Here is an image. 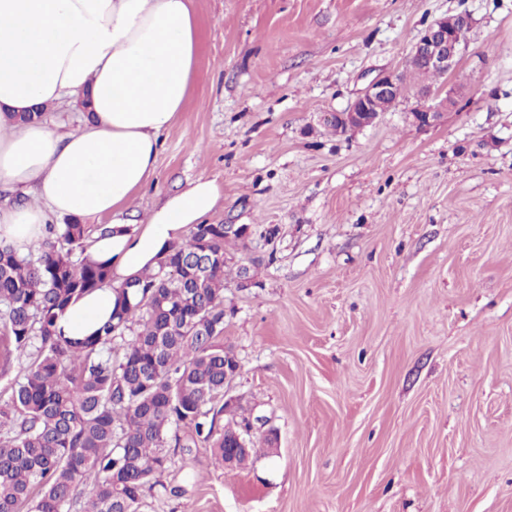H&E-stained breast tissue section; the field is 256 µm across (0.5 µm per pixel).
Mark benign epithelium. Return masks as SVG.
<instances>
[{"instance_id":"benign-epithelium-1","label":"benign epithelium","mask_w":512,"mask_h":512,"mask_svg":"<svg viewBox=\"0 0 512 512\" xmlns=\"http://www.w3.org/2000/svg\"><path fill=\"white\" fill-rule=\"evenodd\" d=\"M472 17L467 12L443 15L433 20L418 35L408 54L407 62L422 65L440 75L448 74L462 53L461 44L455 39V28L469 25ZM403 91L402 78L388 73L373 80L364 92L345 111L331 112L325 122L336 126L338 130L354 132L373 124L382 113L385 101L398 98ZM453 104L445 98L438 105H420L411 112L413 121L420 126H430L444 117V109ZM224 391H229L239 372V361L234 352L224 348ZM253 426L243 428L240 432L231 431L224 436L225 467L234 468L239 460L249 461L248 439Z\"/></svg>"}]
</instances>
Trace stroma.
I'll return each instance as SVG.
<instances>
[{"mask_svg":"<svg viewBox=\"0 0 512 512\" xmlns=\"http://www.w3.org/2000/svg\"><path fill=\"white\" fill-rule=\"evenodd\" d=\"M192 5L197 73L155 172L86 223L143 228L204 176L206 223L250 225L226 247L224 343L262 449L227 469L177 427L145 512H512V0ZM460 11L461 59L413 77L420 31ZM387 73L403 93L373 125H326ZM425 85L459 96L421 127Z\"/></svg>","mask_w":512,"mask_h":512,"instance_id":"stroma-1","label":"stroma"}]
</instances>
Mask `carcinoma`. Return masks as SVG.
Segmentation results:
<instances>
[{
  "label": "carcinoma",
  "mask_w": 512,
  "mask_h": 512,
  "mask_svg": "<svg viewBox=\"0 0 512 512\" xmlns=\"http://www.w3.org/2000/svg\"><path fill=\"white\" fill-rule=\"evenodd\" d=\"M87 225L47 228L37 253L0 241V377L20 368L0 406V512H143L164 487L171 428H192L222 465L224 323L222 224H195L171 246L167 271L117 288L112 316L92 336L56 331L59 314L102 287L111 268L88 255ZM212 257L201 268L190 258Z\"/></svg>",
  "instance_id": "1"
}]
</instances>
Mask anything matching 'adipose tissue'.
Wrapping results in <instances>:
<instances>
[{
	"label": "adipose tissue",
	"instance_id": "1",
	"mask_svg": "<svg viewBox=\"0 0 512 512\" xmlns=\"http://www.w3.org/2000/svg\"><path fill=\"white\" fill-rule=\"evenodd\" d=\"M198 61L191 0H0V186L33 188L36 202L0 207V241L38 246L49 214L118 210L153 175L159 135L186 104ZM82 97L80 127L60 135L13 113ZM206 177L152 209L143 230L97 240L110 285L72 303L56 323L73 338L107 321L115 288L155 267L216 206Z\"/></svg>",
	"mask_w": 512,
	"mask_h": 512
}]
</instances>
